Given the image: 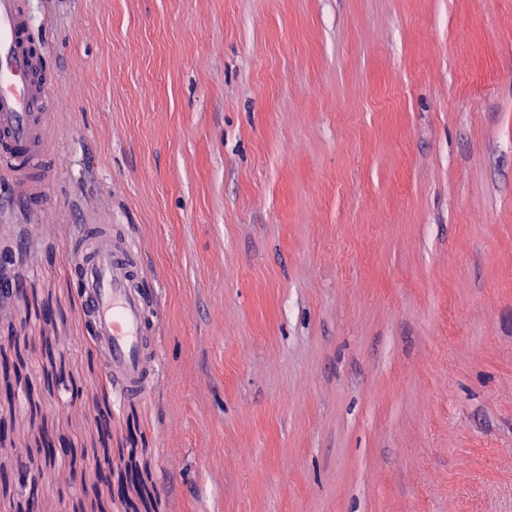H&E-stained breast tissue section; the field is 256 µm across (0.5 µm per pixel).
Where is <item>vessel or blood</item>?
Returning a JSON list of instances; mask_svg holds the SVG:
<instances>
[{"instance_id": "obj_1", "label": "vessel or blood", "mask_w": 512, "mask_h": 512, "mask_svg": "<svg viewBox=\"0 0 512 512\" xmlns=\"http://www.w3.org/2000/svg\"><path fill=\"white\" fill-rule=\"evenodd\" d=\"M30 24L25 0H0V162L41 204L52 168L51 120L42 110L50 78ZM68 263L103 372L123 399L140 397L159 356L151 339L154 302L138 249L116 237L111 225L87 224L69 243Z\"/></svg>"}]
</instances>
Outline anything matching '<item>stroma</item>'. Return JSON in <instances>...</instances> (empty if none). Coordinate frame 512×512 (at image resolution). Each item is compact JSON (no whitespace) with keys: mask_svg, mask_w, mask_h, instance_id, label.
<instances>
[{"mask_svg":"<svg viewBox=\"0 0 512 512\" xmlns=\"http://www.w3.org/2000/svg\"><path fill=\"white\" fill-rule=\"evenodd\" d=\"M28 9L59 157L38 214L0 166V512H512V0ZM81 224L157 295L131 402Z\"/></svg>","mask_w":512,"mask_h":512,"instance_id":"35a3bbf8","label":"stroma"}]
</instances>
